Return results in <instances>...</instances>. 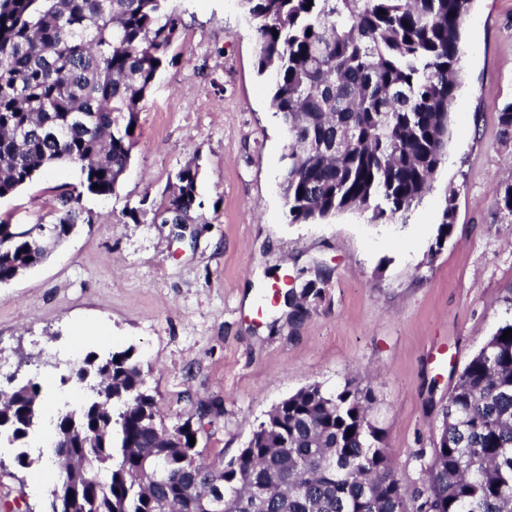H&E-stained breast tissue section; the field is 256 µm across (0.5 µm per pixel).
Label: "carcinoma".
<instances>
[{"mask_svg":"<svg viewBox=\"0 0 512 512\" xmlns=\"http://www.w3.org/2000/svg\"><path fill=\"white\" fill-rule=\"evenodd\" d=\"M256 21L258 71L288 131L281 188L291 224L339 212L391 221L430 190L459 87L461 24L472 0H242ZM183 20L169 0H0V199L51 165L80 167L82 186L113 194L136 143L138 114ZM278 35H273V32ZM198 170L176 174L164 222L194 221ZM99 188H93V185ZM80 195L59 198L65 240L89 222ZM46 234L0 221V284L31 263ZM320 293L287 291L288 318ZM512 320L464 367L441 409L440 438L418 458L415 512H512ZM92 397L57 423V483L47 512H407L369 386L302 387L269 412L248 447L204 464L187 420L167 429L133 357L89 353L76 372ZM38 385L0 395V434L25 439ZM119 406L113 413L110 403ZM352 436H347L348 431ZM109 486H98L99 474Z\"/></svg>","mask_w":512,"mask_h":512,"instance_id":"1","label":"carcinoma"}]
</instances>
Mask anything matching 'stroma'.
Returning a JSON list of instances; mask_svg holds the SVG:
<instances>
[{
  "instance_id": "35a3bbf8",
  "label": "stroma",
  "mask_w": 512,
  "mask_h": 512,
  "mask_svg": "<svg viewBox=\"0 0 512 512\" xmlns=\"http://www.w3.org/2000/svg\"><path fill=\"white\" fill-rule=\"evenodd\" d=\"M184 26L139 114L115 194L83 191L79 167L53 166L0 199V220L54 221L65 193L91 223L44 263L0 286V345L13 383L41 386L27 438L0 439V512H44L55 483L57 420L88 394V353L132 350L165 427L198 422L207 462L238 454L284 398L319 384L370 386L408 496L424 490L417 457L470 359L512 319V214L495 202L512 183V0H473L462 23L461 84L445 159L430 191L394 221L347 211L288 220L280 183L288 135L258 72L255 24L241 0H171ZM198 167L196 221L162 210L184 166ZM455 207L448 238L442 214ZM316 281L318 298L289 322L277 303L256 314L275 279ZM27 450L30 467L17 465Z\"/></svg>"
}]
</instances>
